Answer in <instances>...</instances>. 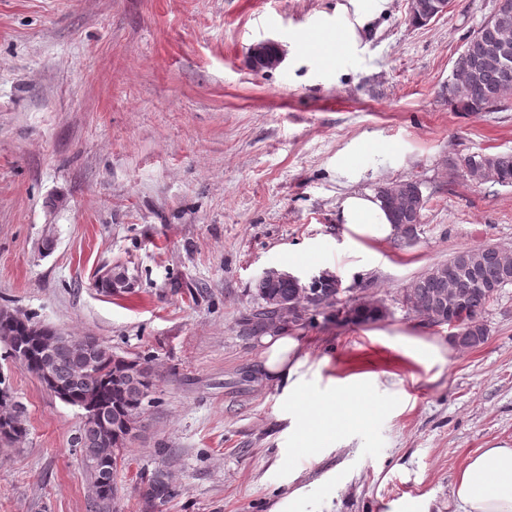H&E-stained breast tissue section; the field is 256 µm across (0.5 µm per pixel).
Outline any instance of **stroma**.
<instances>
[{
    "instance_id": "obj_1",
    "label": "stroma",
    "mask_w": 512,
    "mask_h": 512,
    "mask_svg": "<svg viewBox=\"0 0 512 512\" xmlns=\"http://www.w3.org/2000/svg\"><path fill=\"white\" fill-rule=\"evenodd\" d=\"M348 0H0V310L116 355L147 360L151 401L114 475L118 512H391L427 499L448 512L454 477L480 448L512 444V286L490 303L486 342L445 367L403 358L390 336L447 341L406 311L404 288L463 248L512 250V186L477 185L444 160L512 152V104L459 112L445 86L498 0H450L428 25L388 0L339 64L269 73L249 46L332 33ZM362 170L351 182L340 164ZM413 180L417 237H392L342 276L343 302L373 295L389 317L356 324L309 311L292 324L311 394L353 373L397 374L393 410L350 447L298 454L283 386L260 379L245 318L254 282L310 253L336 255L341 200ZM130 285L97 288L102 269ZM26 407L23 444H0V512H90L72 446L84 412L4 359ZM170 473L181 495L140 487ZM182 493L180 486L171 482L168 473L163 470H157L143 487V498L146 504L158 501L159 503H167Z\"/></svg>"
}]
</instances>
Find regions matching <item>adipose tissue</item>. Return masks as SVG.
Here are the masks:
<instances>
[{
  "label": "adipose tissue",
  "mask_w": 512,
  "mask_h": 512,
  "mask_svg": "<svg viewBox=\"0 0 512 512\" xmlns=\"http://www.w3.org/2000/svg\"><path fill=\"white\" fill-rule=\"evenodd\" d=\"M352 2L355 20L336 24L342 41L336 43L325 36L299 43L302 55L337 62L357 49L359 26L374 19L386 0ZM336 219L346 228V242L340 253L349 258L371 252L374 245L395 232L388 211L378 196L368 191L346 196ZM299 347L297 337L284 326L263 336L260 375L284 384L288 404L299 418V450L324 442L342 445L357 429L366 427L371 415L382 410L374 392L380 378L375 373L351 374L338 380L327 396L313 397L304 383L306 361ZM451 499L454 512H512V445L481 448L469 455L455 475Z\"/></svg>",
  "instance_id": "adipose-tissue-1"
}]
</instances>
